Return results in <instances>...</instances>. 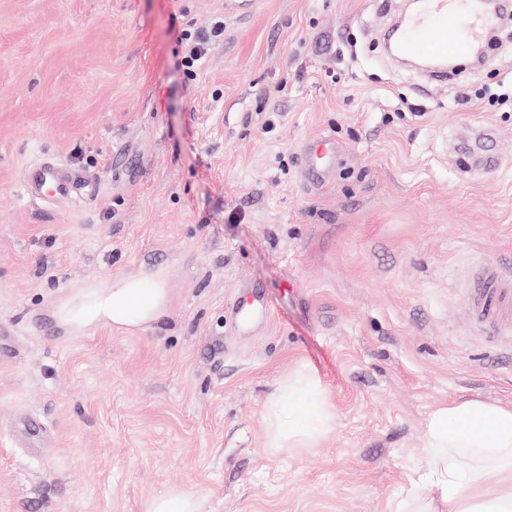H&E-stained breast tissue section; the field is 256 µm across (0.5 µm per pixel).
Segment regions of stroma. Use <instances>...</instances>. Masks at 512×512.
I'll list each match as a JSON object with an SVG mask.
<instances>
[{
    "instance_id": "obj_1",
    "label": "stroma",
    "mask_w": 512,
    "mask_h": 512,
    "mask_svg": "<svg viewBox=\"0 0 512 512\" xmlns=\"http://www.w3.org/2000/svg\"><path fill=\"white\" fill-rule=\"evenodd\" d=\"M403 0H0V512H390L426 474L443 405L512 408V334L465 307L478 257L512 267V25L448 83L383 34ZM223 19L196 74L183 32ZM490 128L501 162L457 165ZM341 149L319 189L303 151ZM53 158L94 196L28 199ZM162 281L137 330L73 318ZM258 285L278 312L236 332ZM306 370L335 413L272 448L266 402ZM199 505L195 496L187 493H172L153 500L147 512H198Z\"/></svg>"
}]
</instances>
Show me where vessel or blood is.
Listing matches in <instances>:
<instances>
[{
    "mask_svg": "<svg viewBox=\"0 0 512 512\" xmlns=\"http://www.w3.org/2000/svg\"><path fill=\"white\" fill-rule=\"evenodd\" d=\"M499 20V15L479 10L475 0H424L421 11L406 24L397 47L409 57L446 60L461 47L486 41ZM336 152L333 137L323 136L312 142L304 151L301 179L313 186L325 184L336 163ZM471 152L481 163L475 166L469 158L462 159L463 173L470 175L478 168L492 169L499 163L498 157L488 152L485 140L476 141ZM20 184L28 198L44 201L71 198L79 188L78 180L49 158L23 168ZM509 303H512V272L507 270L496 272L494 277L472 288L469 296L474 320L480 325L500 320ZM273 310L264 291L255 287L249 303L234 306L233 313L244 325L255 319H269Z\"/></svg>",
    "mask_w": 512,
    "mask_h": 512,
    "instance_id": "obj_1",
    "label": "vessel or blood"
}]
</instances>
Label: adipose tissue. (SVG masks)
Masks as SVG:
<instances>
[{
  "instance_id": "ef3b65f1",
  "label": "adipose tissue",
  "mask_w": 512,
  "mask_h": 512,
  "mask_svg": "<svg viewBox=\"0 0 512 512\" xmlns=\"http://www.w3.org/2000/svg\"><path fill=\"white\" fill-rule=\"evenodd\" d=\"M165 301L161 286L126 284L100 299L84 317H111L132 326L157 317ZM335 415L312 381L292 379L267 400L266 423L276 448H302L332 428ZM425 446L433 494L424 512H512V490L482 492L484 468L512 473V409L466 401L442 406L430 416Z\"/></svg>"
}]
</instances>
